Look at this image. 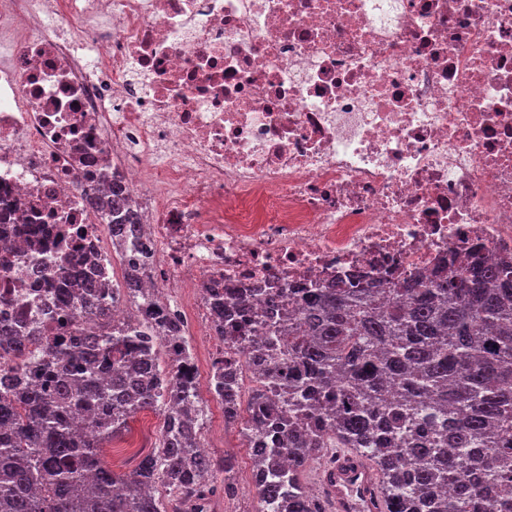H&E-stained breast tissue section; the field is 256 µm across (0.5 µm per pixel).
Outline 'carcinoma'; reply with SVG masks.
I'll return each instance as SVG.
<instances>
[{"label": "carcinoma", "instance_id": "obj_1", "mask_svg": "<svg viewBox=\"0 0 512 512\" xmlns=\"http://www.w3.org/2000/svg\"><path fill=\"white\" fill-rule=\"evenodd\" d=\"M141 240L127 218L112 222L115 243ZM61 334L40 358L0 366V512H205L217 474L232 469L199 448L203 410L181 353L168 369L149 330L109 336L83 331L92 315L110 328L109 285L61 270ZM269 292L281 311L258 321L245 311L228 323L213 299L214 329L246 354L260 330L281 337L265 355L246 415L234 384L217 371L224 418L240 426L253 455L256 512H325L298 478L330 448H353L373 463L389 512H512V265L458 267L430 279L373 288L338 281L298 300ZM156 338L178 331L160 310ZM0 322V351L23 357L41 343ZM158 410L156 451L119 475L102 458L106 442L136 413Z\"/></svg>", "mask_w": 512, "mask_h": 512}]
</instances>
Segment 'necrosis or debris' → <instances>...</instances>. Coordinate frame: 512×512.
<instances>
[{"label":"necrosis or debris","instance_id":"obj_1","mask_svg":"<svg viewBox=\"0 0 512 512\" xmlns=\"http://www.w3.org/2000/svg\"><path fill=\"white\" fill-rule=\"evenodd\" d=\"M0 318L57 314L46 257L100 279L116 327L167 307L199 398L248 358L209 289L384 286L512 263V0H0ZM121 186L151 246L114 250Z\"/></svg>","mask_w":512,"mask_h":512}]
</instances>
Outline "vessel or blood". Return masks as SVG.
<instances>
[{
	"label": "vessel or blood",
	"mask_w": 512,
	"mask_h": 512,
	"mask_svg": "<svg viewBox=\"0 0 512 512\" xmlns=\"http://www.w3.org/2000/svg\"><path fill=\"white\" fill-rule=\"evenodd\" d=\"M306 478L311 491L326 500L327 512H388L378 473L353 449H329Z\"/></svg>",
	"instance_id": "obj_1"
}]
</instances>
